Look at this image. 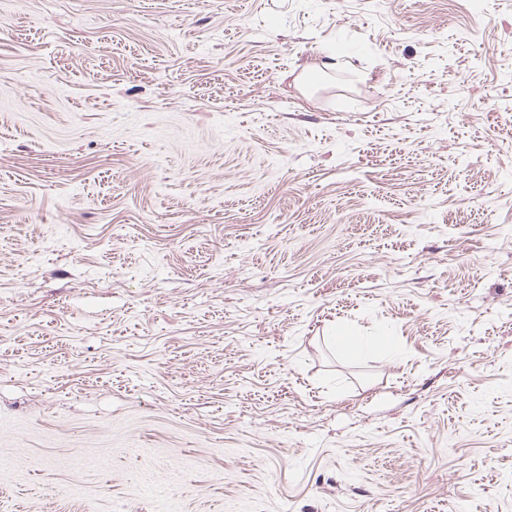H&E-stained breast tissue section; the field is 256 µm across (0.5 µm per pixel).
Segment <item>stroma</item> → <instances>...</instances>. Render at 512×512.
Instances as JSON below:
<instances>
[{"instance_id":"obj_1","label":"stroma","mask_w":512,"mask_h":512,"mask_svg":"<svg viewBox=\"0 0 512 512\" xmlns=\"http://www.w3.org/2000/svg\"><path fill=\"white\" fill-rule=\"evenodd\" d=\"M0 512H512V0H0Z\"/></svg>"}]
</instances>
